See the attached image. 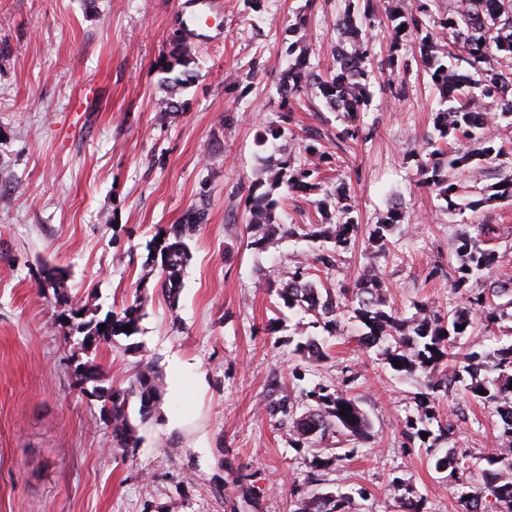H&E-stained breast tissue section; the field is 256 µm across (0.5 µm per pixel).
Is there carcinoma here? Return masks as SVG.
Returning <instances> with one entry per match:
<instances>
[{
  "label": "carcinoma",
  "instance_id": "cac0c4a2",
  "mask_svg": "<svg viewBox=\"0 0 512 512\" xmlns=\"http://www.w3.org/2000/svg\"><path fill=\"white\" fill-rule=\"evenodd\" d=\"M438 0H416L411 10L394 8L388 15V50L379 61L380 72L387 77V86L394 91L402 71L409 66L400 55L403 39L412 35L418 42L419 56L432 84L440 93L442 109L437 113L434 131L426 138L431 151L428 157L417 162L421 185L437 192L452 208L457 206L454 172L463 166L476 173L500 162L509 155L493 137L484 134L492 120L485 111L487 100L512 114V101L504 103L506 90L512 91V0H461L455 8L443 14L435 11ZM372 0H349L342 15L336 18V29L349 30L354 37L347 41L349 49L333 53V69L321 73L305 71V50H297L302 38L288 42V65L280 94L285 105H290L309 86L317 88L326 105L342 117V128L336 131V148L360 134L356 120L368 102L367 63L374 57L373 44L361 36V27L371 24ZM196 50L179 41L170 54L158 63L164 74L162 85L175 89L187 82L189 66L196 62ZM498 67H490L491 62ZM482 75L480 94L465 91L473 79L468 70ZM463 138L474 142V148L459 155L448 149V139ZM304 156L298 162L289 159L267 163L261 171L260 184L269 190L251 193L246 204V231L249 244L258 251L274 245L281 232L299 236L318 248L313 260L300 261L282 282L264 274L266 291L274 297L276 306L297 308L315 318L322 326L324 336H300L294 352L308 365L313 366L328 359V338L343 336L348 320H354L359 334L353 337L359 348H371L387 343L383 350L388 364L399 361L394 371L411 375L417 371L425 374L429 393L418 404L417 412L406 418L403 425L405 438L412 441L428 433L434 440H448L456 424L443 418L431 400L432 394L453 392L457 384L471 397L495 411L499 438L507 443L508 451L489 452L486 466L478 473L471 472L466 456L448 448L430 454L431 467L438 473H449L454 481L466 486L478 476L482 488L477 492L462 491L459 500L463 512H512V481L502 479L504 468L512 470V344L481 354L475 350L457 357L459 341L475 329V316H480L481 326L491 329L500 322H512V277L507 276L489 284L477 295L465 288L468 280L482 276L497 261L495 251L484 247L497 238L494 224H476L474 232L465 231L457 236L454 255L458 266H449L448 286L460 296L461 302L437 311L425 303L414 304L415 312L404 317L387 304L383 282L375 267L370 273L357 278L352 287L331 288L318 272L336 268L343 253L347 252L358 234L355 221L354 192L342 181L331 193L323 188L322 167L331 158L317 136L309 137L304 145ZM284 194L311 192L323 194L318 208L327 220L325 224H281L276 211L280 201L274 192ZM497 198L512 201V181L503 182L493 196L471 200L467 207L476 210L484 203ZM404 219L402 204L389 206L377 224L369 230L368 240L377 245L371 258L385 254L389 237ZM204 221V212L192 210L181 223L168 231H159L162 241L155 243L152 262L147 274L158 272L162 291L170 304L178 301L181 277L189 260L186 239L191 237ZM64 270L55 265L43 269V281L57 289L63 283ZM145 301L137 296L134 301L113 310L100 318L89 313L84 306H72L65 313L67 328L82 336L81 345L107 343L115 336L130 337L138 332V323ZM106 325L99 331L100 325ZM131 326V331L123 327ZM74 374L80 392L90 394L101 402L100 420L111 428L114 448L136 449L140 437L136 424L129 415L131 400L139 402L140 421L149 418L160 405L163 393L159 375L153 366L145 364L136 372L126 388L105 387L99 364L87 360L75 365ZM348 405V417L340 414L342 405ZM266 412L278 426L288 428L290 438L297 444L315 446L326 437L344 434L347 437L366 439L370 436L371 422L350 394L348 385L315 383L302 386L292 395L271 400ZM437 430H432V426ZM391 487L397 494L400 512H424V499L405 480L395 477ZM351 497L346 493H317L300 496L294 500L292 512H350Z\"/></svg>",
  "mask_w": 512,
  "mask_h": 512
}]
</instances>
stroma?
Here are the masks:
<instances>
[{"mask_svg":"<svg viewBox=\"0 0 512 512\" xmlns=\"http://www.w3.org/2000/svg\"><path fill=\"white\" fill-rule=\"evenodd\" d=\"M182 0H0V512H290L297 495L340 491L352 512H398L389 484L400 477L426 512H461L453 478L428 465V441H406L402 422L426 391L422 373L403 375L382 346L334 339L306 380L341 384L368 414L372 436H332L327 448L350 455L314 470L313 449L293 447L265 411L292 386L291 336L297 316L274 310L261 281L273 268L287 278L308 241L281 237L250 248L246 198L260 172L259 136L286 126L281 155L297 159L306 130L334 135L340 122L315 94L285 113L278 93L287 66L288 27L306 20L307 60L325 67L338 41L344 0H223L198 63L177 93L182 107L160 111L157 61L182 36ZM411 65L392 96L370 75L363 121L372 133L347 142L323 174L351 184L360 225L355 249L328 278L350 286L365 270L369 227L395 201L406 219L379 266L392 309L410 315L425 302L446 309L448 260L458 233L493 224V275L512 274V205L494 199L512 175V116L489 132L509 156L472 180L455 178L463 203L446 208L418 181L436 93L415 59L414 37L401 50ZM489 194L478 210L467 201ZM205 220L187 246L177 305L158 275L147 274L158 230L188 209ZM65 271L70 304L107 313L140 296V331L82 349L59 314L45 264ZM94 359L109 383L127 387L139 364L155 366L164 392L139 425L137 450L115 448L96 398L82 395L77 363ZM441 414L463 406L467 421L449 442L473 463L494 443L490 409L461 393L438 396Z\"/></svg>","mask_w":512,"mask_h":512,"instance_id":"stroma-1","label":"stroma"}]
</instances>
